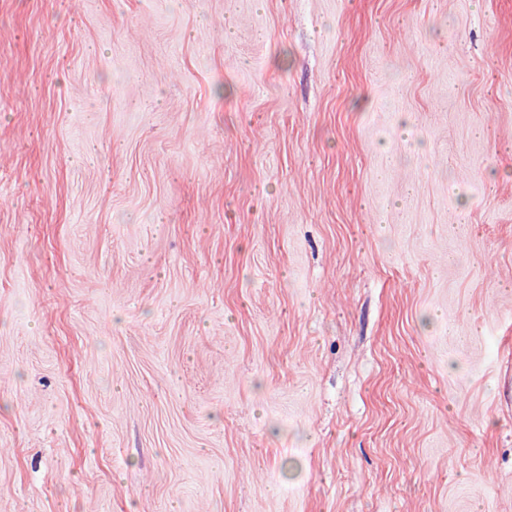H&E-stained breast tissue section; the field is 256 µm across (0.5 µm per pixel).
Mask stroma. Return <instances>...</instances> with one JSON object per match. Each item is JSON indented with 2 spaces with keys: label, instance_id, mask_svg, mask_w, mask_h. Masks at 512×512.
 <instances>
[{
  "label": "stroma",
  "instance_id": "35a3bbf8",
  "mask_svg": "<svg viewBox=\"0 0 512 512\" xmlns=\"http://www.w3.org/2000/svg\"><path fill=\"white\" fill-rule=\"evenodd\" d=\"M0 512H512V0H0Z\"/></svg>",
  "mask_w": 512,
  "mask_h": 512
}]
</instances>
